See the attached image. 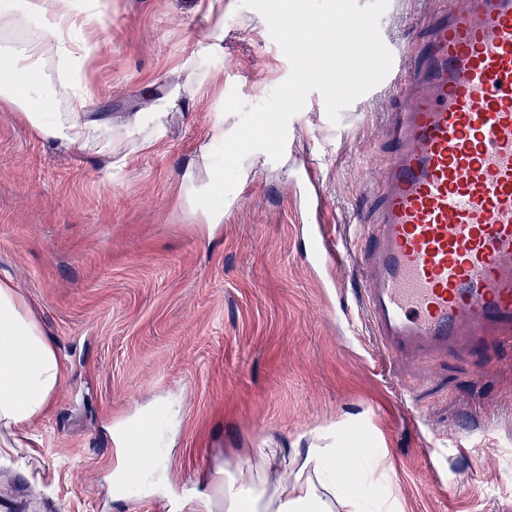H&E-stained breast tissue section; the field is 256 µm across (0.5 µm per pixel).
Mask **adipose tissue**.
Wrapping results in <instances>:
<instances>
[{"mask_svg":"<svg viewBox=\"0 0 512 512\" xmlns=\"http://www.w3.org/2000/svg\"><path fill=\"white\" fill-rule=\"evenodd\" d=\"M28 9L42 20L36 39L10 43L4 55L7 76H0V106L20 113L46 140L94 143L112 152V127L91 118L93 94L85 70L91 59L89 33L100 22L93 9H75L72 0H30ZM76 64V80L55 82L40 68L46 53ZM68 109L55 111L59 98ZM66 376V359L46 334L27 300L11 280L0 279V451L32 447L31 424L52 407ZM125 470L137 476L160 467L149 420L120 433ZM342 448H310L293 458L276 448L251 451L252 467L235 474L216 471L213 484L224 498V512H363L342 469Z\"/></svg>","mask_w":512,"mask_h":512,"instance_id":"ef3b65f1","label":"adipose tissue"}]
</instances>
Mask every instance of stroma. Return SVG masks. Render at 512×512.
<instances>
[{
	"mask_svg": "<svg viewBox=\"0 0 512 512\" xmlns=\"http://www.w3.org/2000/svg\"><path fill=\"white\" fill-rule=\"evenodd\" d=\"M93 117L112 155L40 138L0 110V276L10 277L67 358L34 449L0 458L6 512H174L184 491L248 448L287 453L344 439L346 475L368 512H512V343L387 356L368 319L337 324L357 278L310 265L293 183L316 164L331 234L373 223L405 100L403 55L428 37L439 0H389L380 35L396 51L372 90L326 115L311 92L288 122L280 161L243 162L223 220L193 202L212 154L239 123L230 91L265 99L291 67L264 18L239 0H93ZM420 409L408 423L393 388ZM163 435L164 479L129 482L117 439L140 417ZM440 450L429 469L422 442ZM467 443L459 452L457 442Z\"/></svg>",
	"mask_w": 512,
	"mask_h": 512,
	"instance_id": "stroma-1",
	"label": "stroma"
}]
</instances>
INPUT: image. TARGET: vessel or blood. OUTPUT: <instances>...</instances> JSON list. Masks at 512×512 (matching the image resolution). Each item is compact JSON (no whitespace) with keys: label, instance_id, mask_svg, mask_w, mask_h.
Returning a JSON list of instances; mask_svg holds the SVG:
<instances>
[{"label":"vessel or blood","instance_id":"obj_1","mask_svg":"<svg viewBox=\"0 0 512 512\" xmlns=\"http://www.w3.org/2000/svg\"><path fill=\"white\" fill-rule=\"evenodd\" d=\"M430 32L388 135L399 147L383 185L375 245L357 253L326 231L315 170L304 175L311 263L368 268V311L388 352L432 356L512 334V0H460Z\"/></svg>","mask_w":512,"mask_h":512}]
</instances>
